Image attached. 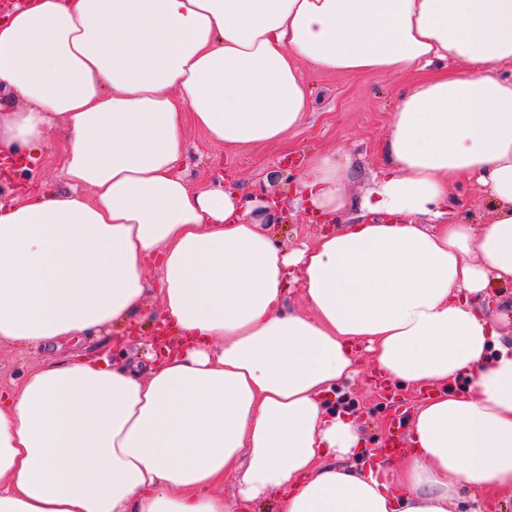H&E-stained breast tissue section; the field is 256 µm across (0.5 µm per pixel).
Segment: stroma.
I'll return each mask as SVG.
<instances>
[{"label":"stroma","mask_w":512,"mask_h":512,"mask_svg":"<svg viewBox=\"0 0 512 512\" xmlns=\"http://www.w3.org/2000/svg\"><path fill=\"white\" fill-rule=\"evenodd\" d=\"M302 75L312 92L313 110L305 124L289 134L287 141L261 148L227 149L210 142L194 127L186 129L184 171L197 186L219 178L235 180L247 190L264 187L277 197L283 208L280 223L266 230L285 250L312 242L322 233L307 212L295 209L294 183L281 166L284 161L303 159L312 153H339L349 159L351 176L345 183L347 195L357 197L369 188L372 176L383 162V147L389 134L393 108L401 91L420 78L419 73L390 75L326 74L302 65ZM448 200L459 219L471 224L489 223L494 211L489 198L481 194L469 176H460L448 188ZM482 307L498 324L502 344L512 350V285H496L486 291ZM159 300L148 296L133 327H112L109 333L91 336L79 344V352L107 357L112 365L147 376L155 351L149 346L157 322ZM43 352L25 350L0 342V392L20 381L26 372L42 362ZM361 372L344 382L330 401L332 408L349 404L363 438L364 454L383 447L394 432H409V422L400 421L401 412L415 413L424 394L396 382L377 388L369 371L367 352H359Z\"/></svg>","instance_id":"1"}]
</instances>
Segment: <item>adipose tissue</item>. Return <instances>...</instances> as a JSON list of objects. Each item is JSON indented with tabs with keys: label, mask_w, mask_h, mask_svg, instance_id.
I'll return each instance as SVG.
<instances>
[{
	"label": "adipose tissue",
	"mask_w": 512,
	"mask_h": 512,
	"mask_svg": "<svg viewBox=\"0 0 512 512\" xmlns=\"http://www.w3.org/2000/svg\"><path fill=\"white\" fill-rule=\"evenodd\" d=\"M463 62L397 100L385 167L346 195L337 154L294 181L348 223L293 253L258 193L191 185L184 129L285 140L311 108L300 63L385 75ZM512 0H29L0 24V154L59 122L65 189L0 204V340L58 347L134 320L150 282L175 345L147 377L74 352L0 395V512H453L512 497V353L475 300L512 282ZM476 176L495 216L448 213ZM300 287L307 308L287 306ZM375 371L431 386L398 461L350 465L325 398ZM238 488L224 495L225 475Z\"/></svg>",
	"instance_id": "1"
}]
</instances>
